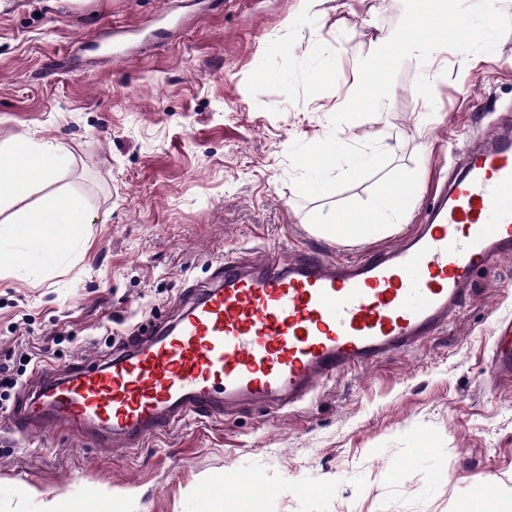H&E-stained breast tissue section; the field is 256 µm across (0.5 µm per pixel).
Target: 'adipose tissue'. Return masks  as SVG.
Instances as JSON below:
<instances>
[{"instance_id": "ef3b65f1", "label": "adipose tissue", "mask_w": 512, "mask_h": 512, "mask_svg": "<svg viewBox=\"0 0 512 512\" xmlns=\"http://www.w3.org/2000/svg\"><path fill=\"white\" fill-rule=\"evenodd\" d=\"M38 162L33 166H19L18 176L0 179V201L23 192L28 181H52L66 162L61 147L36 146ZM417 188L404 186L376 197L366 211H341L332 226L337 238L345 241H363L389 230L394 222L402 220L413 208ZM22 224L28 235L37 237L46 255H57L65 238L73 236L84 222L83 207L79 200L47 197L41 205L24 214Z\"/></svg>"}]
</instances>
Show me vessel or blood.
I'll return each mask as SVG.
<instances>
[{
  "label": "vessel or blood",
  "mask_w": 512,
  "mask_h": 512,
  "mask_svg": "<svg viewBox=\"0 0 512 512\" xmlns=\"http://www.w3.org/2000/svg\"><path fill=\"white\" fill-rule=\"evenodd\" d=\"M512 252V115L466 157L427 223L376 254L218 261L150 340L68 370L22 402L26 435L64 429L134 448L192 415L250 403L293 408L345 372L409 352L459 316L476 273ZM492 369L512 381V318L497 324Z\"/></svg>",
  "instance_id": "1"
}]
</instances>
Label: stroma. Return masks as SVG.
Returning <instances> with one entry per match:
<instances>
[{
	"mask_svg": "<svg viewBox=\"0 0 512 512\" xmlns=\"http://www.w3.org/2000/svg\"><path fill=\"white\" fill-rule=\"evenodd\" d=\"M403 0H0V176L18 144L65 149L56 179L0 207V512H468L483 491L512 512V382L491 367L512 316V254L479 273L459 317L420 348L326 384L310 402L191 416L138 447L27 438L6 421L45 366L120 351L170 319L218 260L315 251L338 261L400 243L476 137L512 112V33L495 50L402 64L384 117L332 128L359 64ZM335 66L321 82L319 68ZM379 141L375 175L329 196L297 192L288 151L329 134ZM420 187L404 222L361 242L321 232L336 212ZM59 194L84 205L66 256L18 234L16 213Z\"/></svg>",
	"mask_w": 512,
	"mask_h": 512,
	"instance_id": "1",
	"label": "stroma"
}]
</instances>
